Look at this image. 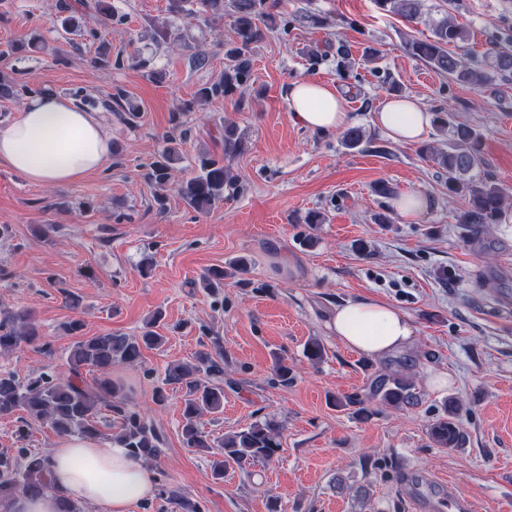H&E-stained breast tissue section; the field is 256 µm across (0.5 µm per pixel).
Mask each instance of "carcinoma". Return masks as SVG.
Here are the masks:
<instances>
[{
    "label": "carcinoma",
    "mask_w": 512,
    "mask_h": 512,
    "mask_svg": "<svg viewBox=\"0 0 512 512\" xmlns=\"http://www.w3.org/2000/svg\"><path fill=\"white\" fill-rule=\"evenodd\" d=\"M379 9L397 14L410 23L421 18L422 0H375ZM187 0H169L170 12L182 14L209 26L229 17L233 31L224 52L227 63L221 78L200 86L191 101L184 104L189 110L219 99H234L239 107L245 106V89L252 79L251 52L254 44L262 40L263 29L259 20H270V10L277 7L276 0H195L197 9L186 8ZM455 0H443L441 9L445 16L436 22L431 35L415 39L409 50L438 73L449 79L481 87L496 76H512V39L507 38L495 45L490 70L470 64L466 45L469 31L453 16ZM60 15L56 21L68 31L82 30L80 19L71 14L72 7L58 4ZM84 14L94 19L97 26L85 29L90 42L98 43L93 63L100 67H125L127 59L122 53L111 54L109 45L101 40L100 27L111 25L116 19L109 0H83ZM33 89L22 79L10 83L0 82V97L12 98L30 94ZM113 112L125 114L132 123L140 118L142 107L128 92L112 87L105 103ZM173 132L167 136L169 146L158 155L147 172L144 181L153 187L164 188L172 178L173 163L180 160L179 144L184 133H176L178 117H173ZM434 124L450 130L447 148L434 151L422 148L447 175L448 196H461L468 206L458 216V223L465 225L472 236H478L485 224L501 222L509 205L506 188L490 178H477L471 172L481 163V135L469 123L455 119L452 112H434ZM342 139L346 148H358L365 140L362 128H347ZM224 143L223 156L204 153L197 159V170L181 180L176 190L182 200L194 211H208L215 203L224 200V192L238 189L237 177L224 166V156L234 154L241 147L232 124L224 125L221 134ZM162 337L147 330L137 337L99 334L74 344L69 357L68 375L55 372L50 367L24 381L12 374L0 373V416L17 411L25 413L15 429L17 441H25L31 422L48 425L58 435H77L101 438L97 414L106 410L115 415L119 430L111 440L129 449L131 455L141 460H155L162 452V438L155 427L143 418L139 411L130 407L122 387L112 379V369L117 365L138 362L142 349L160 344ZM37 345L48 356L53 355L50 342L43 340L29 310L8 312L0 318V354L15 351L24 346ZM274 379L282 385L292 380V369L286 359L278 356L273 367ZM166 382L182 383L186 387L183 409L182 432L186 446L210 453L212 477L224 479L226 468L269 462L281 448L283 425L275 420L250 424L220 441H215L202 431L197 419L205 413H217L224 405V352L202 350L193 360L169 366ZM417 399L414 381L401 374L379 375L369 388V401L385 408H400ZM460 404L449 400L443 414L427 428L431 443L438 448H456L463 439L457 424ZM53 489L48 455L34 453L25 447L0 452V512L18 494L41 496ZM173 506V512H198L195 503L176 493L162 491Z\"/></svg>",
    "instance_id": "cac0c4a2"
}]
</instances>
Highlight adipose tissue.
Here are the masks:
<instances>
[{"instance_id":"obj_1","label":"adipose tissue","mask_w":512,"mask_h":512,"mask_svg":"<svg viewBox=\"0 0 512 512\" xmlns=\"http://www.w3.org/2000/svg\"><path fill=\"white\" fill-rule=\"evenodd\" d=\"M288 103L292 119L312 130L333 132L349 122L343 97L316 81L294 82ZM431 121V113L409 96L385 99L374 116L386 137L403 144L422 140ZM110 153V133L96 114L54 92L26 96L17 120L0 129V162L33 184L81 180L102 169ZM332 330L347 350L366 358L409 349L416 336L406 314L372 297L337 307ZM50 460L52 491L16 495L8 512H58L65 501L93 504L101 512H134L155 492L153 472L114 442L62 436Z\"/></svg>"}]
</instances>
